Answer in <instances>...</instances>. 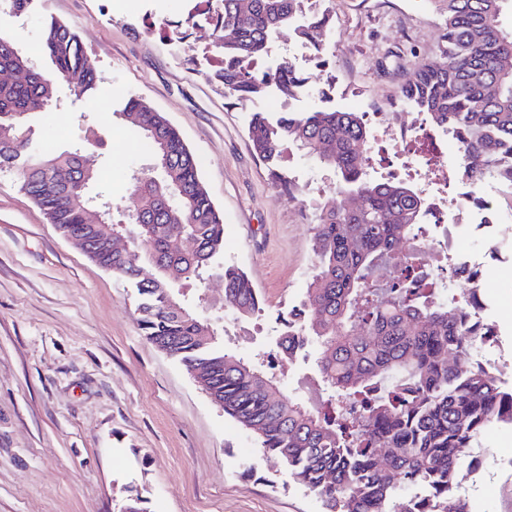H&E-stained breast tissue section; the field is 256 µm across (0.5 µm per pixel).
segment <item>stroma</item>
I'll use <instances>...</instances> for the list:
<instances>
[{
  "label": "stroma",
  "instance_id": "obj_1",
  "mask_svg": "<svg viewBox=\"0 0 512 512\" xmlns=\"http://www.w3.org/2000/svg\"><path fill=\"white\" fill-rule=\"evenodd\" d=\"M333 4L329 67L316 66L291 27L276 32L263 66L294 58L308 90L292 98L270 90L275 111L385 109L414 63L437 60L434 0ZM193 5L30 0L20 14L0 7V32L27 52L53 19L79 36L99 83L87 99L58 83L55 105L30 119L32 139L56 152L81 146L114 219L136 205L129 172L152 162L121 103L144 100L179 131L224 217L216 262L247 272L265 314L226 316L216 277L179 281L182 299L202 317H223L228 348L272 350L279 314L304 295L319 206L339 178L292 147L281 166L295 194L272 182L247 136L255 106L225 97L214 78L217 34ZM495 243L498 258L481 267L495 332L483 359L511 385L512 223L497 226ZM137 305L133 288L48 223L17 173L0 172V512H121L132 495L147 512H322L315 497L285 487L280 460L258 458L254 438L144 338ZM474 453L481 465L459 474L461 495L472 512H512V427H487Z\"/></svg>",
  "mask_w": 512,
  "mask_h": 512
}]
</instances>
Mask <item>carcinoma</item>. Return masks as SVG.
I'll return each mask as SVG.
<instances>
[{
  "label": "carcinoma",
  "mask_w": 512,
  "mask_h": 512,
  "mask_svg": "<svg viewBox=\"0 0 512 512\" xmlns=\"http://www.w3.org/2000/svg\"><path fill=\"white\" fill-rule=\"evenodd\" d=\"M196 11L218 32L224 93L240 102L269 88L286 97L306 78L285 61L275 71L257 63L272 33L294 16L295 36L326 56L334 25L333 0H197ZM512 0H443L439 62L413 66L401 87L405 105L449 129L463 147L459 173L475 183L487 174L512 187ZM41 56L51 70L0 33V71L27 72L0 82V171L16 170L21 188L63 235L93 239L91 259L127 281L138 299L146 339L188 374L206 370L201 389L225 415L253 435L258 455L279 458L288 483L314 495L324 512H468L458 474L489 425L512 426V385L473 359L491 333L478 316L477 275L451 270L469 283L471 309L448 308L437 274L423 253L401 250L416 238L425 202L407 180L370 181L363 165L369 140L358 112L255 110L247 134L255 154L270 161L291 142L340 176L338 195L321 207L313 236L315 264L300 305L282 319L277 350L244 356L210 341L207 322L179 298L175 281L224 282V307L237 319L264 312V299L246 273L213 266L224 252V220L179 132L149 104L130 98L121 114L141 132L153 167L132 174L134 213L115 223L128 252L96 240L85 213L96 199L99 174L79 170V149L29 152V117L56 99L66 82L77 97L96 89L83 45L66 25L42 28ZM70 171L66 186L55 180ZM199 242L190 255L178 241ZM316 353L318 381L328 394L308 406L286 390L282 359Z\"/></svg>",
  "instance_id": "cac0c4a2"
}]
</instances>
